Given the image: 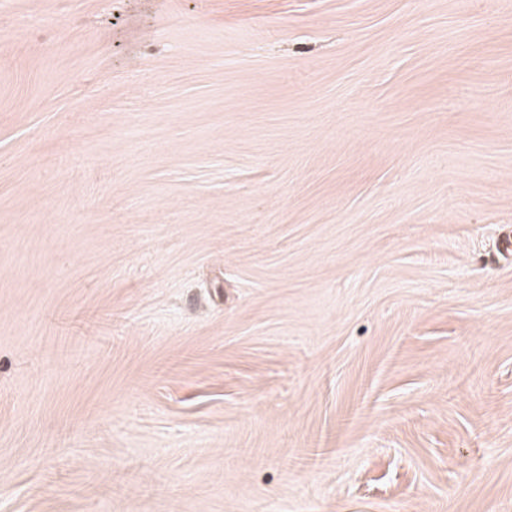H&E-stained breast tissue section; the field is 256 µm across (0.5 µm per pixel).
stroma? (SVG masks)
Listing matches in <instances>:
<instances>
[{
  "label": "stroma",
  "mask_w": 512,
  "mask_h": 512,
  "mask_svg": "<svg viewBox=\"0 0 512 512\" xmlns=\"http://www.w3.org/2000/svg\"><path fill=\"white\" fill-rule=\"evenodd\" d=\"M512 0H0V512H512Z\"/></svg>",
  "instance_id": "obj_1"
}]
</instances>
